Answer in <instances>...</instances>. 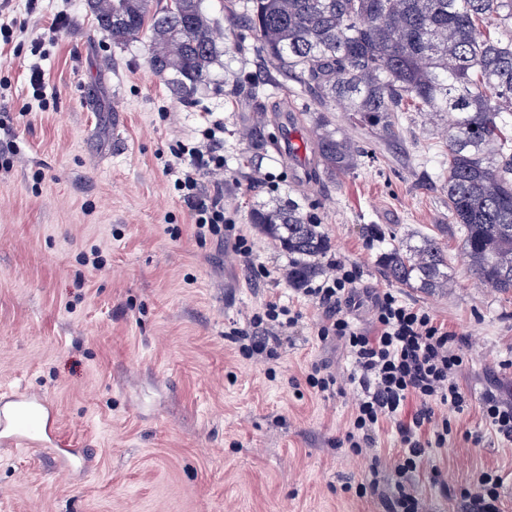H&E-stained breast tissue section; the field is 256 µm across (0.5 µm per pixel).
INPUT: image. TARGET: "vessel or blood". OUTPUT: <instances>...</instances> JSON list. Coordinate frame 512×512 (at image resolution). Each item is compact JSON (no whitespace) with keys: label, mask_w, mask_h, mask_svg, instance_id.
<instances>
[{"label":"vessel or blood","mask_w":512,"mask_h":512,"mask_svg":"<svg viewBox=\"0 0 512 512\" xmlns=\"http://www.w3.org/2000/svg\"><path fill=\"white\" fill-rule=\"evenodd\" d=\"M0 444L11 448H45L60 460L69 451L57 435L56 414L43 397L32 392H18L0 406Z\"/></svg>","instance_id":"b4317fda"}]
</instances>
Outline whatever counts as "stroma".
I'll return each mask as SVG.
<instances>
[{
	"instance_id": "35a3bbf8",
	"label": "stroma",
	"mask_w": 512,
	"mask_h": 512,
	"mask_svg": "<svg viewBox=\"0 0 512 512\" xmlns=\"http://www.w3.org/2000/svg\"><path fill=\"white\" fill-rule=\"evenodd\" d=\"M58 16L65 23L51 31ZM13 19L26 28L0 38V393H41L77 454L64 470L46 449L0 447V512H382L377 496L356 494L366 460L341 445L355 387L324 398L300 380L316 362L349 366L341 345L314 336L321 308L303 305L272 378L225 336L260 301L298 298L284 277L291 256L250 222L254 209L291 202L331 243L319 266L354 263L360 287L394 288L467 337L459 384L469 409L432 458L454 489L480 468L505 473L502 512H512V447L488 433L480 409L489 391L512 402V293L466 270L431 116L406 113L391 134L350 129L359 164L331 178L313 125H345L344 113H317L271 78L248 28L183 99L150 70L148 36L112 41L87 0H0V23ZM34 66L45 79L39 106ZM236 81L267 84L258 111L225 97ZM212 117L224 122V202L251 240L247 260L194 237L163 170L171 146L200 140ZM256 125L264 143L253 149L245 133ZM423 235L444 247L447 290L383 273L390 244ZM95 248L98 271L83 263Z\"/></svg>"
}]
</instances>
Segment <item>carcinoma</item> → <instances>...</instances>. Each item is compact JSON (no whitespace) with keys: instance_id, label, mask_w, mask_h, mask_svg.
<instances>
[{"instance_id":"1","label":"carcinoma","mask_w":512,"mask_h":512,"mask_svg":"<svg viewBox=\"0 0 512 512\" xmlns=\"http://www.w3.org/2000/svg\"><path fill=\"white\" fill-rule=\"evenodd\" d=\"M99 29L117 43L149 31L150 68L172 73L188 97L208 79L219 52L217 29L201 0H90ZM238 22L257 38L272 73L291 79L323 109L338 105L354 127L393 130L400 112L444 120L448 152V216L462 234L469 271L485 286L512 292V37L493 38L489 25L512 27V0H246ZM253 103L260 84L225 92ZM317 147L330 176L352 170L358 146L319 122ZM250 221L295 258L288 283L297 287L320 268L328 238L293 205L255 209ZM386 276L432 292L453 285L438 239L392 244Z\"/></svg>"}]
</instances>
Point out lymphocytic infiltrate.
Listing matches in <instances>:
<instances>
[{"instance_id": "obj_1", "label": "lymphocytic infiltrate", "mask_w": 512, "mask_h": 512, "mask_svg": "<svg viewBox=\"0 0 512 512\" xmlns=\"http://www.w3.org/2000/svg\"><path fill=\"white\" fill-rule=\"evenodd\" d=\"M221 121H213L205 139L194 146L176 144L170 150L167 172L176 173L179 199L191 218L199 240L231 243L241 257H249L248 239L235 233L236 213L224 205V172L219 152ZM214 176L212 188L202 179ZM323 280L299 288L303 298L322 306L325 314L316 327L321 343H342L352 363L348 375L326 364L312 365L306 384L321 394L341 392L343 383L359 387L348 428L341 442L355 456L369 461L366 484L378 495L384 512H426V503L413 491V477L431 461L433 448L444 446L452 432L450 418L468 408L458 376L466 365V337L438 323L429 311L400 299L393 291H372L367 326H357L359 273L342 260L329 263ZM300 312L275 300L263 301L249 319L248 328H231L240 355L260 366L277 360V344L296 329ZM395 429L401 448L390 464H383L378 443L386 429ZM386 482H379L380 472ZM504 477L496 470H481L459 496L468 512H501Z\"/></svg>"}]
</instances>
